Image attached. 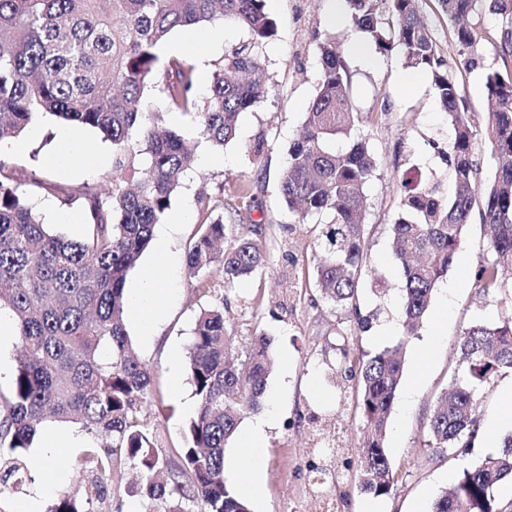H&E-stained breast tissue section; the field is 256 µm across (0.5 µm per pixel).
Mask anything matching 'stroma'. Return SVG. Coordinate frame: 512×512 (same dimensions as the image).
<instances>
[{"label": "stroma", "mask_w": 512, "mask_h": 512, "mask_svg": "<svg viewBox=\"0 0 512 512\" xmlns=\"http://www.w3.org/2000/svg\"><path fill=\"white\" fill-rule=\"evenodd\" d=\"M346 8L345 0H266L265 10L276 23L266 48L268 94L257 108L241 114L239 135L223 151L199 142L188 116L178 111L164 115L165 126L183 135L193 149L194 162L170 208L171 213H185V220L164 222L153 230L154 236L166 239L164 317L149 339L135 324L127 326L133 351L153 382V395L142 412L155 425L160 452L176 456L185 443L186 424L197 409L185 367L187 348L197 313L212 301L197 290L186 268L187 250L201 220L198 199L230 196L248 185L259 199V208L239 216L225 214L224 222L233 230L241 224L264 225L268 263L222 294L227 327L240 348H247L259 331L274 339V366L260 410L274 409L276 417L265 433V496L251 503L250 512H313L309 454L315 431L328 437L341 432L349 449L362 442L364 419L350 382L337 371L344 344L354 351L373 352L403 338L408 341L386 442L395 472L394 490L376 499L345 479L337 489L343 497L338 512H367L372 505L377 512H430L434 500L457 483L464 468L496 452L503 436L512 431V398L504 393L512 385L509 374L481 390L487 438L473 455L439 457L425 444L430 412L458 375L454 347L459 336L471 323L492 321L511 310L512 298L478 288L474 272L493 253L486 228L472 219L453 267L435 287L422 327L416 336L405 337L402 276L390 247L389 226L400 214L403 179L435 182L443 195L452 194L448 153L455 132L430 74L407 67L399 50L382 52L369 43L364 55L349 54L350 43L361 39V32L351 20L339 25L332 21L334 10ZM417 9L439 45L446 69L458 82L465 109L475 122H482L488 110L487 78L504 70L496 37L501 17L478 5L468 21L476 43L465 50L438 0H418ZM328 36L344 50L352 76L354 106L362 116L354 134L366 140L377 158L366 186L365 217L377 231L369 243L357 295L362 313L372 317L364 332L351 315L321 298L312 276L323 256L314 244V225L299 223L279 195L288 147L317 94L319 45ZM61 126L52 116L41 117L16 138L14 147L0 151V164L21 182L26 200L46 223L76 237L89 216L83 201L72 200V193L84 184L108 193L112 170L107 163L80 160L68 167L46 165L44 157ZM175 361L181 366L176 374L171 371ZM84 447L80 441L59 455L53 489H42L39 469L31 467L19 489L0 494V512H21L31 502L38 512H46L61 492L84 493L92 474L72 465Z\"/></svg>", "instance_id": "1"}]
</instances>
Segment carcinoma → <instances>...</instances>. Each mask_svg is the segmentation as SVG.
Here are the masks:
<instances>
[{
  "instance_id": "obj_1",
  "label": "carcinoma",
  "mask_w": 512,
  "mask_h": 512,
  "mask_svg": "<svg viewBox=\"0 0 512 512\" xmlns=\"http://www.w3.org/2000/svg\"><path fill=\"white\" fill-rule=\"evenodd\" d=\"M353 24L380 51L397 48L406 64L431 72L435 94L455 129L450 146L454 191L402 181L401 215L390 225L394 255L402 265L404 339L352 357L341 349V371L355 381L356 405L368 436L357 451L353 480L376 497L394 489L385 446L388 421L402 381L406 338L417 334L437 282L455 262L473 214L491 230L492 260L474 278L484 291L508 292L512 281V76L488 78L490 110L484 124L468 116L455 79L443 69L438 46L420 18L416 0H346ZM457 25L459 45L475 37L465 20L479 0H438ZM502 18L503 50L512 57V0H488ZM234 24L246 39L212 62L203 96L196 91L193 58L162 63L157 49L178 28ZM275 22L264 0H0V143L23 133L40 116L98 131L112 143V188L105 197L81 188L91 222L82 237L52 231L33 211L20 184L0 164V311L11 316L20 344L7 392L0 391V480L20 477L32 464L30 449L48 423H72L92 440L78 460L94 468L90 497L61 494L47 512H92L103 480L124 465L140 479L128 489L160 512H248L224 478L225 449L243 418L260 407L270 374L274 338L254 336L237 348L220 303L201 309L189 347V382L198 403L186 427L179 461L159 453L142 414L149 373L131 355L125 285L148 248L190 166L177 131L161 125L162 111L188 115L214 149L231 142L240 115L263 102L266 87L245 76L264 72V48ZM320 79L297 138L290 144L280 195L299 222L321 223L325 255L314 267L322 297L347 309L360 330L369 327L355 295L372 226L365 222V187L377 161L363 140L345 151L334 144L359 122L351 80L336 45L320 44ZM161 89L155 105L145 96ZM482 135L497 159L477 196L473 141ZM203 216L186 255L190 276L212 272L225 287L252 277L267 264L262 226L228 235L224 215L239 212L222 199L199 197ZM457 366L465 379L452 383L434 405L426 445L443 457H466L483 441L478 387L512 373V312L476 322L457 341ZM512 481V433L501 449L463 470L451 493L431 512H505L495 491Z\"/></svg>"
}]
</instances>
